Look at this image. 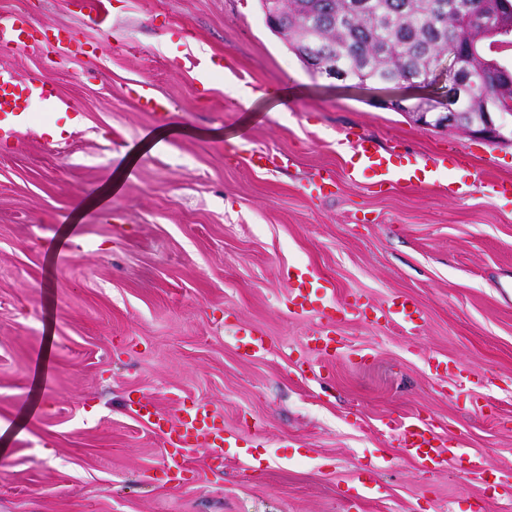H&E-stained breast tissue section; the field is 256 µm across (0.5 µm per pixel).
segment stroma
Here are the masks:
<instances>
[{"label": "stroma", "mask_w": 512, "mask_h": 512, "mask_svg": "<svg viewBox=\"0 0 512 512\" xmlns=\"http://www.w3.org/2000/svg\"><path fill=\"white\" fill-rule=\"evenodd\" d=\"M1 14L81 47L0 48V69L69 102L32 103L0 145V421L21 430L0 437V512H512L455 466L420 473L387 428L433 416L440 439L512 474V196L478 185L512 180V145L379 106L396 86L311 73L259 0H0ZM145 81L166 115L138 107ZM158 131L166 149L135 153ZM361 137L448 160L422 186L353 185ZM255 150L274 166L252 169ZM300 271L335 292L298 315ZM355 293L413 295L418 334L352 317ZM241 322L264 354L239 358ZM325 324L344 343L331 361L308 342ZM144 396L220 414L237 455L214 473L200 449L182 487L156 479ZM374 457L380 494L348 498Z\"/></svg>", "instance_id": "1"}]
</instances>
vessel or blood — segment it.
<instances>
[{
    "label": "vessel or blood",
    "mask_w": 512,
    "mask_h": 512,
    "mask_svg": "<svg viewBox=\"0 0 512 512\" xmlns=\"http://www.w3.org/2000/svg\"><path fill=\"white\" fill-rule=\"evenodd\" d=\"M42 43L46 48L71 49L74 44L72 34L56 35L54 39L39 38L37 32L26 27L21 17H13L10 24L0 23V46L22 49L35 43ZM39 95L51 106H58L60 97L53 86L35 84L34 81L12 74L0 72V118H6V125H0V140L15 139L17 130L11 126L14 118L23 117L28 108L31 95ZM428 172L427 163H400L392 154L381 153L373 141L359 139L347 169L350 182H358L365 174H372L378 185H407L425 183ZM331 281L312 280L308 274H300L296 284L290 288L288 302L295 312L304 313L312 310L317 291L331 292ZM381 317L384 321L398 326L405 334L414 335L424 319V312L411 296L400 294L393 296ZM241 340L238 350L241 355L254 356L266 349V340L259 332L248 325L237 328ZM315 350L326 357L335 356L339 345L333 330L323 327L316 330L310 338ZM136 415L160 432L164 438L165 465L163 472L169 483L180 484L188 473V460L191 452L197 448L209 451L208 468L220 471L224 468L225 451L233 447L232 434L224 428L223 419L213 414L206 407L179 406L175 415H166L157 410L151 401L137 404ZM395 439L404 449L406 455L414 462L418 470L436 472L448 461H456L458 468L466 475L479 482H486L488 475L479 457L458 445L439 444L435 425L432 420L422 418L413 423H403L393 428Z\"/></svg>",
    "instance_id": "obj_1"
}]
</instances>
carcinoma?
Returning a JSON list of instances; mask_svg holds the SVG:
<instances>
[{
  "mask_svg": "<svg viewBox=\"0 0 512 512\" xmlns=\"http://www.w3.org/2000/svg\"><path fill=\"white\" fill-rule=\"evenodd\" d=\"M278 10L288 49L302 61L320 57L353 79L390 84L422 78L446 48L471 58V80L489 111L512 99L502 65L482 50L483 41L512 34L503 0H288Z\"/></svg>",
  "mask_w": 512,
  "mask_h": 512,
  "instance_id": "1",
  "label": "carcinoma"
}]
</instances>
